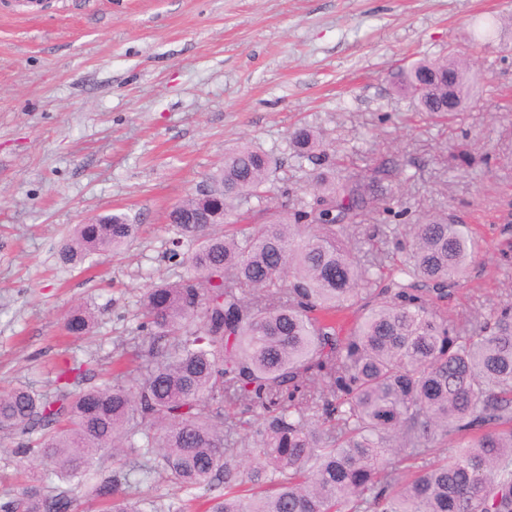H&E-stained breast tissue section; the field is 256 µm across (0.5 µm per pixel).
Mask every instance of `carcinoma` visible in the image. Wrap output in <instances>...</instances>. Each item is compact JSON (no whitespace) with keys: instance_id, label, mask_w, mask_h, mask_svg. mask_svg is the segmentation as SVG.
I'll use <instances>...</instances> for the list:
<instances>
[{"instance_id":"obj_1","label":"carcinoma","mask_w":512,"mask_h":512,"mask_svg":"<svg viewBox=\"0 0 512 512\" xmlns=\"http://www.w3.org/2000/svg\"><path fill=\"white\" fill-rule=\"evenodd\" d=\"M393 90L431 116H459L477 73L456 51L390 74ZM310 126L288 149L313 165L311 199L240 229L239 202L267 200L268 153H224L205 186L170 212V258L187 276L139 300L140 340L87 379L62 362L55 392L0 394V430L17 439L27 477L0 512H73L70 485L101 512H183L128 493L158 475L204 512H512V303L467 328L448 312L483 245L450 212L409 226L391 268L341 241L394 198L400 169L347 167ZM125 213L74 226L61 251L80 263L134 233ZM356 320L342 333V315ZM74 309L65 329L91 331ZM112 474L94 477L101 458ZM144 459L139 469L127 457Z\"/></svg>"}]
</instances>
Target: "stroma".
<instances>
[{"label": "stroma", "mask_w": 512, "mask_h": 512, "mask_svg": "<svg viewBox=\"0 0 512 512\" xmlns=\"http://www.w3.org/2000/svg\"><path fill=\"white\" fill-rule=\"evenodd\" d=\"M511 16L512 0H0V393L53 392L70 357L108 372L144 289L185 273L166 258L172 207L242 143L303 194L311 168L287 148L301 125L357 165L402 164L390 211L369 219L387 241L442 210L470 225L483 250L450 308L512 302V41L469 52L482 89L450 121L387 80ZM113 211L134 237L65 264L74 225ZM84 302L94 328L65 337Z\"/></svg>", "instance_id": "stroma-1"}]
</instances>
